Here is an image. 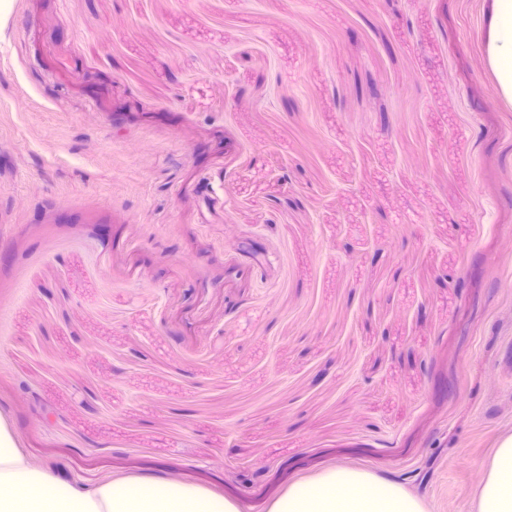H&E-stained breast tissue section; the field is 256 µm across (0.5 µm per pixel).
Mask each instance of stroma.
<instances>
[{"label": "stroma", "mask_w": 512, "mask_h": 512, "mask_svg": "<svg viewBox=\"0 0 512 512\" xmlns=\"http://www.w3.org/2000/svg\"><path fill=\"white\" fill-rule=\"evenodd\" d=\"M479 0H12L0 411L37 466L471 512L512 433V112ZM268 512H427L425 504L398 483L345 466L290 485Z\"/></svg>", "instance_id": "obj_1"}]
</instances>
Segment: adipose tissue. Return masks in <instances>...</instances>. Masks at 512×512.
Instances as JSON below:
<instances>
[{"label":"adipose tissue","instance_id":"obj_1","mask_svg":"<svg viewBox=\"0 0 512 512\" xmlns=\"http://www.w3.org/2000/svg\"><path fill=\"white\" fill-rule=\"evenodd\" d=\"M482 61L498 103L512 111V0H482L478 22ZM476 512H512V434L484 462ZM0 512H239L204 488L151 478L115 476L94 486L34 467L0 417ZM268 512H427L398 483L336 466L290 485Z\"/></svg>","mask_w":512,"mask_h":512}]
</instances>
